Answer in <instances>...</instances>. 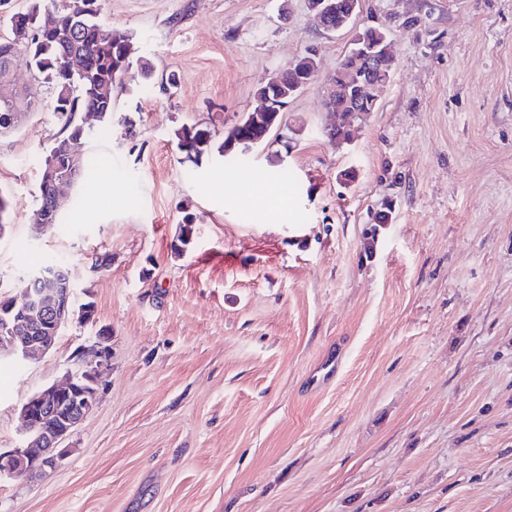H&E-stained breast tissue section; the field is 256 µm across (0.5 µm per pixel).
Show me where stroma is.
Listing matches in <instances>:
<instances>
[{
	"label": "stroma",
	"instance_id": "stroma-1",
	"mask_svg": "<svg viewBox=\"0 0 512 512\" xmlns=\"http://www.w3.org/2000/svg\"><path fill=\"white\" fill-rule=\"evenodd\" d=\"M100 4L155 78L129 73L109 132L87 130L107 171L65 187L55 226L33 221L48 86L0 137V295L54 255L96 310L0 360V449L96 328L112 370L69 457L0 481V512H512V0H362L337 32L308 0ZM378 23L394 73L335 144L323 88ZM312 48L281 128L225 163L256 89ZM194 123L213 135L195 164L175 137Z\"/></svg>",
	"mask_w": 512,
	"mask_h": 512
}]
</instances>
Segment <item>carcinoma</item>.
I'll return each mask as SVG.
<instances>
[{
    "label": "carcinoma",
    "instance_id": "carcinoma-1",
    "mask_svg": "<svg viewBox=\"0 0 512 512\" xmlns=\"http://www.w3.org/2000/svg\"><path fill=\"white\" fill-rule=\"evenodd\" d=\"M82 2L69 0L67 7L60 9L54 4L48 5L46 0H31L27 11L11 18L13 38L0 39V134L20 128L37 105L36 89L27 86L19 91L10 80L20 64L15 52L16 41L25 39L30 42L25 65L36 74V79L48 84L56 101L54 112L60 126L59 135L39 159L35 218L41 225L52 226L59 222L56 207L62 202L56 196V181L62 178L74 184L95 163L94 158L77 157L72 150L73 143L84 136L77 115L98 113L99 132L105 134L112 122V110L104 108V100L112 96L114 89L123 87L125 75L134 70L144 82L154 77L155 67L150 57L140 56L134 60L124 56L131 35L105 26L98 14L86 15L81 8ZM361 35L368 46L386 41L382 25L367 27ZM309 69V57L298 58L295 69L285 70L278 76V92L271 96L280 99L282 105L288 104L293 98L295 71ZM269 124L264 113L250 124L241 123L233 129L234 137L228 136L219 144L218 155L224 156V150L230 147L233 152L242 153L241 141L256 137ZM176 138L183 159L196 164L204 147L211 142V133L199 125L183 126L177 130ZM195 233L193 214L188 213L179 224L174 251L178 254L186 251L193 243ZM39 267L55 271L43 287H73L70 270L64 261L48 258Z\"/></svg>",
    "mask_w": 512,
    "mask_h": 512
}]
</instances>
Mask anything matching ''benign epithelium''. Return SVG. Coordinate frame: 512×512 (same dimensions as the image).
Here are the masks:
<instances>
[{"mask_svg": "<svg viewBox=\"0 0 512 512\" xmlns=\"http://www.w3.org/2000/svg\"><path fill=\"white\" fill-rule=\"evenodd\" d=\"M386 51H346L336 69V81L326 88L325 98L346 100L353 111L372 107L374 92L388 84ZM43 276L27 273L22 299L8 301L0 313V358L7 355L28 361L54 346L53 337L38 336L29 319L30 309L39 312L42 323L55 329L77 318L85 323L93 316L72 301L69 288H41ZM78 367L61 382L42 388L21 406L22 440L0 451V480L19 473L44 474L57 467L68 454L67 441L94 407L89 397H98L99 384L112 367V339L90 336L77 352Z\"/></svg>", "mask_w": 512, "mask_h": 512, "instance_id": "7a95c632", "label": "benign epithelium"}]
</instances>
